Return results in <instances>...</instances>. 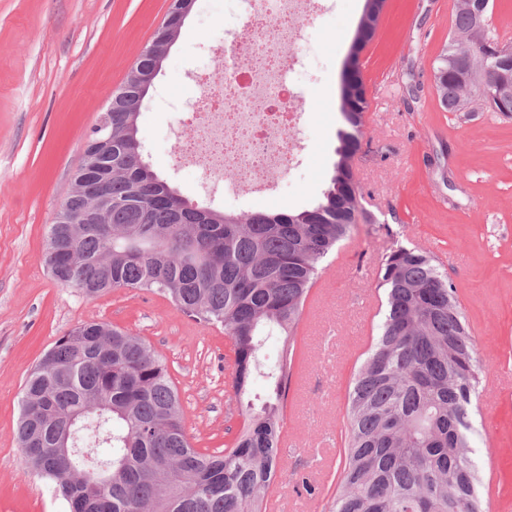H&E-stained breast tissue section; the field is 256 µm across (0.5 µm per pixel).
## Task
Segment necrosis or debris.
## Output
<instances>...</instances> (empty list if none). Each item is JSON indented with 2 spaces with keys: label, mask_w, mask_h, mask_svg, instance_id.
Masks as SVG:
<instances>
[{
  "label": "necrosis or debris",
  "mask_w": 512,
  "mask_h": 512,
  "mask_svg": "<svg viewBox=\"0 0 512 512\" xmlns=\"http://www.w3.org/2000/svg\"><path fill=\"white\" fill-rule=\"evenodd\" d=\"M224 37L215 70L197 73L185 103L194 131L176 139V160L200 167L214 184L263 189L289 177L305 143L301 94L291 82L322 0H244Z\"/></svg>",
  "instance_id": "necrosis-or-debris-1"
}]
</instances>
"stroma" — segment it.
Returning <instances> with one entry per match:
<instances>
[{
    "label": "stroma",
    "mask_w": 512,
    "mask_h": 512,
    "mask_svg": "<svg viewBox=\"0 0 512 512\" xmlns=\"http://www.w3.org/2000/svg\"><path fill=\"white\" fill-rule=\"evenodd\" d=\"M361 0H326L293 74L306 150L277 191L205 184L177 164L174 104L240 17V0H195L144 101L143 157L183 197L238 214L299 211L326 187L336 160L341 73ZM455 0H386L358 60L377 104L353 164L362 213L323 264L298 328L288 392L297 446L278 474L281 512H328L340 473L349 384L375 336L384 291L377 268L399 241L435 258L457 288L482 369L469 434L485 512H512V119L486 106L444 111L432 63L448 42ZM170 0H0V512H67L26 468L15 437L21 389L56 340L84 322L117 325L160 351L194 447L228 443L241 419L226 395L233 355L222 328L203 326L167 298L116 290L89 299L45 265L47 231L69 195L87 137L149 42ZM317 488L308 495L301 486Z\"/></svg>",
    "instance_id": "1"
}]
</instances>
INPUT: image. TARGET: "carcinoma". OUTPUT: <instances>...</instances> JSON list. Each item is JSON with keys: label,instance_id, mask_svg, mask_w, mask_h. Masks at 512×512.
<instances>
[{"label": "carcinoma", "instance_id": "1", "mask_svg": "<svg viewBox=\"0 0 512 512\" xmlns=\"http://www.w3.org/2000/svg\"><path fill=\"white\" fill-rule=\"evenodd\" d=\"M385 0H365L353 47L374 37ZM456 0L452 33L473 14ZM469 57L470 81L453 56ZM482 47L450 38L433 62L446 112L496 74ZM149 88L125 79L112 120V174L99 179L109 207L87 222L76 196L74 224L50 225L67 251L46 264L87 298L121 288L168 298L204 326H220L234 357L232 400L241 427L224 449L195 448L165 357L127 331L82 323L60 337L22 387L17 441L25 464L69 512H261L282 467L280 437L294 370L297 330L321 263L348 238L361 189L352 160L368 105L357 61L340 95L338 160L317 203L299 212L242 216L183 198L142 158L137 119ZM385 307L378 334L348 390L346 446L330 512H483L469 422L479 382L475 339L456 286L433 259L398 244L381 259ZM281 343L275 356L270 343Z\"/></svg>", "mask_w": 512, "mask_h": 512}]
</instances>
